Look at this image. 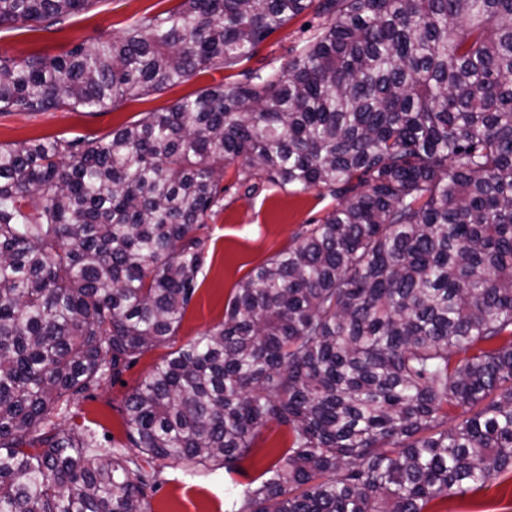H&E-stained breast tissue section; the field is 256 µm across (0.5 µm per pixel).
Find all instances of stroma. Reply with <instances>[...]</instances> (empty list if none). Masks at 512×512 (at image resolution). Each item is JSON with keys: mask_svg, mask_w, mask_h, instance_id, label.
I'll return each instance as SVG.
<instances>
[{"mask_svg": "<svg viewBox=\"0 0 512 512\" xmlns=\"http://www.w3.org/2000/svg\"><path fill=\"white\" fill-rule=\"evenodd\" d=\"M178 2L96 0L88 10L68 17L53 31L0 26V52L17 60L32 54L58 55L81 42L120 36L133 20L161 13ZM326 22V17L312 8L295 16L266 38L251 67L282 68ZM228 80L227 70H211L184 84L128 98L109 112L66 108L0 112V145L49 137H102L136 121L141 113L169 108L185 96ZM221 184L225 188L222 205L199 231L207 244L198 289L177 331L180 345L220 324L238 282L288 249L304 226L321 223L337 206L336 198L321 188L295 192L262 178L254 189H246L232 165L226 168ZM165 353L162 347L148 351L120 377L104 380L60 415L61 428L88 425L95 432L99 453H111L113 442L125 434L124 397ZM290 445L287 428L271 426L262 430L251 454L233 472L221 467L190 472L181 461H165L158 469L156 488L147 497L148 512H228L235 488L256 479ZM425 512H512V471L497 474L484 488L465 496L434 500Z\"/></svg>", "mask_w": 512, "mask_h": 512, "instance_id": "35a3bbf8", "label": "stroma"}]
</instances>
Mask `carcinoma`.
Listing matches in <instances>:
<instances>
[{
	"label": "carcinoma",
	"mask_w": 512,
	"mask_h": 512,
	"mask_svg": "<svg viewBox=\"0 0 512 512\" xmlns=\"http://www.w3.org/2000/svg\"><path fill=\"white\" fill-rule=\"evenodd\" d=\"M93 4L0 0V25ZM311 7L330 22L282 71L247 66ZM211 68L239 81L0 146V512H145L155 462L232 472L271 424L292 444L230 512H425L512 470V0H181L0 55V112L108 111ZM236 162L339 204L178 346ZM160 346L112 454L60 428Z\"/></svg>",
	"instance_id": "carcinoma-1"
}]
</instances>
